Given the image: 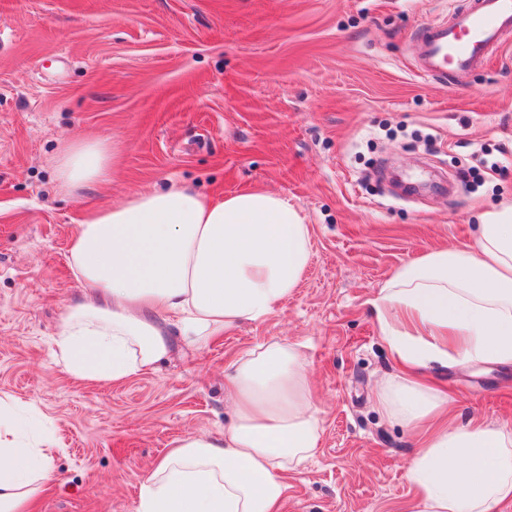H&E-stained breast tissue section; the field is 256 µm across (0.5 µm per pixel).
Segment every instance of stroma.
<instances>
[{
    "mask_svg": "<svg viewBox=\"0 0 512 512\" xmlns=\"http://www.w3.org/2000/svg\"><path fill=\"white\" fill-rule=\"evenodd\" d=\"M473 4L0 0V395L59 448L35 512H135L176 439L223 433L225 372L273 338L301 345L322 418L280 512H412L417 437L377 407L397 366L371 302L396 268L512 205V34L455 83L417 64L420 31ZM71 140L112 147L108 182L60 188L53 159ZM173 185L295 203L312 235L301 283L206 347L172 336L151 372L72 377L54 338L79 295L68 249L83 211ZM429 376L453 421L512 427L511 368Z\"/></svg>",
    "mask_w": 512,
    "mask_h": 512,
    "instance_id": "35a3bbf8",
    "label": "stroma"
}]
</instances>
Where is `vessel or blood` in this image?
<instances>
[{
	"label": "vessel or blood",
	"mask_w": 512,
	"mask_h": 512,
	"mask_svg": "<svg viewBox=\"0 0 512 512\" xmlns=\"http://www.w3.org/2000/svg\"><path fill=\"white\" fill-rule=\"evenodd\" d=\"M512 31V0H475L472 9L452 12L449 20L420 34L418 63L429 76L459 79L486 60L502 35Z\"/></svg>",
	"instance_id": "vessel-or-blood-1"
}]
</instances>
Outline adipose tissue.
<instances>
[{
    "label": "adipose tissue",
    "mask_w": 512,
    "mask_h": 512,
    "mask_svg": "<svg viewBox=\"0 0 512 512\" xmlns=\"http://www.w3.org/2000/svg\"><path fill=\"white\" fill-rule=\"evenodd\" d=\"M54 165L74 192L108 180L109 149L70 141ZM311 250L300 209L269 192L212 200L173 186L94 210L69 248L81 293L62 315L56 359L90 382L152 370L170 351L169 326L202 346L263 322L298 287ZM372 307L403 369L377 406L428 430L407 466L414 512H495L512 501V428L434 427L451 404L410 376L435 364L512 367V207L480 221L472 246L430 249L397 268ZM226 379L234 413L223 433L175 440L140 482L135 512H279L285 473L321 440L310 366L297 345L272 339L245 351ZM18 408L0 396V512H33L57 481L54 440L25 441Z\"/></svg>",
    "instance_id": "1"
}]
</instances>
